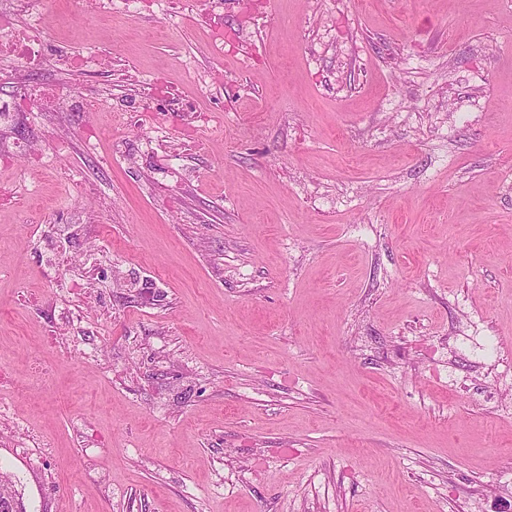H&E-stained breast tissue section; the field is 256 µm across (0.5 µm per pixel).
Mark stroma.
<instances>
[{
    "label": "stroma",
    "mask_w": 512,
    "mask_h": 512,
    "mask_svg": "<svg viewBox=\"0 0 512 512\" xmlns=\"http://www.w3.org/2000/svg\"><path fill=\"white\" fill-rule=\"evenodd\" d=\"M32 8L112 65L0 124L25 512H512V0ZM77 230L74 224H57L54 226V241L47 248L43 257V266L45 272L56 279L60 288H68L65 280L61 276V254L68 245L72 234Z\"/></svg>",
    "instance_id": "obj_1"
}]
</instances>
